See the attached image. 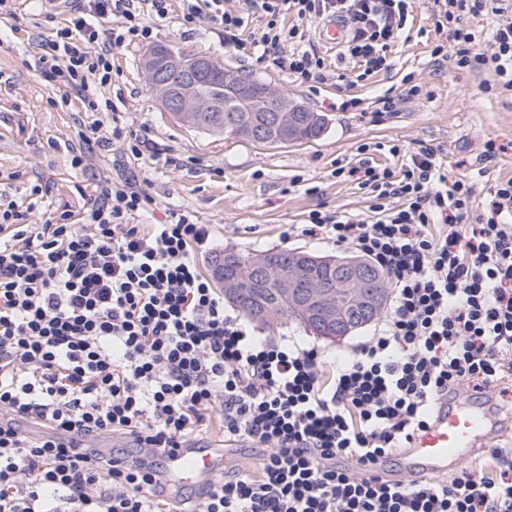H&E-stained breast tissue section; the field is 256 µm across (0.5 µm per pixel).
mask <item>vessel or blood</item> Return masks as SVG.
I'll list each match as a JSON object with an SVG mask.
<instances>
[{"mask_svg":"<svg viewBox=\"0 0 512 512\" xmlns=\"http://www.w3.org/2000/svg\"><path fill=\"white\" fill-rule=\"evenodd\" d=\"M493 424L482 397L469 404L442 400L432 424L397 455L400 473L425 477L453 471L480 443L491 437ZM165 470L181 482L206 493L213 476L224 466L219 448H182L164 456Z\"/></svg>","mask_w":512,"mask_h":512,"instance_id":"vessel-or-blood-1","label":"vessel or blood"}]
</instances>
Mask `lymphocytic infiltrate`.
<instances>
[{
    "instance_id": "obj_1",
    "label": "lymphocytic infiltrate",
    "mask_w": 512,
    "mask_h": 512,
    "mask_svg": "<svg viewBox=\"0 0 512 512\" xmlns=\"http://www.w3.org/2000/svg\"><path fill=\"white\" fill-rule=\"evenodd\" d=\"M142 0H77L69 26L37 64L41 78L89 112H115L103 91L112 52L149 38ZM264 21L241 38L225 10L224 41L309 83L324 57L304 47L302 22L339 19L362 76L387 67L409 25L411 0H245ZM453 48L435 58L494 72L512 92V15L498 0H435ZM493 15L489 41L464 27ZM297 22L285 26L287 16ZM116 18L101 38L98 23ZM368 145L337 176L367 189L371 218L315 209L300 234L354 248L389 277L381 327L352 361L324 360L292 336H254L224 309L197 253L209 225L180 216L139 223L154 203L136 176L99 184L79 221L69 212L31 224L0 202V512H173L161 455L189 447L221 421L235 464L184 512H512V451L446 480L382 478L383 461L423 431L448 392H481L512 377V178L481 214L474 191L431 145H392L399 169L373 164ZM475 223H468V215ZM122 439L135 456L102 450Z\"/></svg>"
}]
</instances>
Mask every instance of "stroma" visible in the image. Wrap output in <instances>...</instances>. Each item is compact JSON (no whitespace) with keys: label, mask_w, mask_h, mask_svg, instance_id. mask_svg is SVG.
<instances>
[{"label":"stroma","mask_w":512,"mask_h":512,"mask_svg":"<svg viewBox=\"0 0 512 512\" xmlns=\"http://www.w3.org/2000/svg\"><path fill=\"white\" fill-rule=\"evenodd\" d=\"M411 10L410 31L393 47L388 70L355 84L334 78L311 86L225 44L218 25L185 28L183 0H167L165 19L150 21L149 39L112 53V83L105 94L123 125L161 151L159 159L135 160L117 143L82 147L84 125L98 119L108 132L111 116L85 111L75 98L63 101L61 91L35 68L69 10L15 0L13 15H0V194L27 207L28 223L40 224L50 211H83L100 181L135 174L156 201L154 213L140 216V223L153 224L174 213L211 225L216 249L197 256L204 272L214 252L227 248L336 253L332 243L288 238L284 232L288 225L305 223L314 209L368 214L366 190L335 175L336 167L352 161L364 143L373 145L372 157L382 165L393 162L387 151L392 144H432L441 149L449 178L472 182L476 199H483L496 181L512 178V94L484 92V85L494 81L492 71L459 70L435 61L433 47L452 42V34L437 29L433 0H413ZM159 44L205 53L224 67L287 90L311 111L329 117L327 132L301 145L260 146L179 126L162 111L142 69L143 54ZM408 75L421 93L403 100L396 114L374 120L339 108L346 97L374 108L378 95L400 93ZM489 140L501 147L490 161L484 158ZM78 147L84 148L85 160L76 168L70 160ZM35 186L40 193L34 198Z\"/></svg>","instance_id":"1"}]
</instances>
